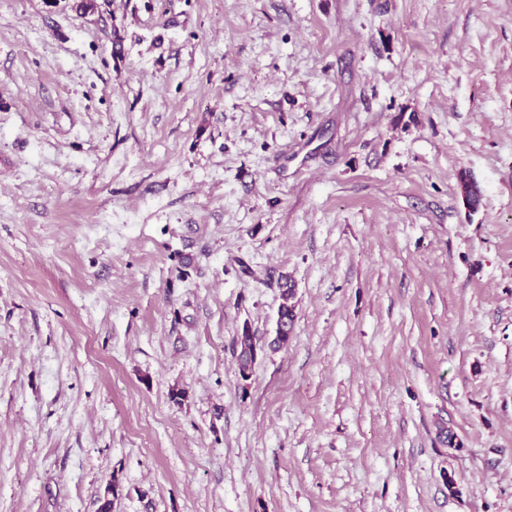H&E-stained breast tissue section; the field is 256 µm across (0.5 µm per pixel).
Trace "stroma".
Instances as JSON below:
<instances>
[{
	"label": "stroma",
	"mask_w": 512,
	"mask_h": 512,
	"mask_svg": "<svg viewBox=\"0 0 512 512\" xmlns=\"http://www.w3.org/2000/svg\"><path fill=\"white\" fill-rule=\"evenodd\" d=\"M77 2L0 0V512H512V0ZM280 288H282L281 297L283 302L278 308L276 335L270 343V345L277 348L288 346L292 339L295 321L294 305L289 304V301L294 297V285L287 275L282 277ZM240 352L238 355L239 369L243 377H248L249 372L255 363L257 356V345L249 329L242 330L241 335L237 339Z\"/></svg>",
	"instance_id": "obj_1"
}]
</instances>
